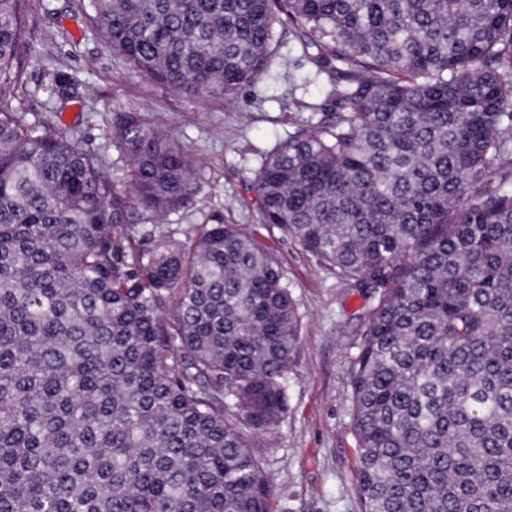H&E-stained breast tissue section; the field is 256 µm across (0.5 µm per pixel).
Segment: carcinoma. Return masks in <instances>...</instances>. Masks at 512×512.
I'll return each mask as SVG.
<instances>
[{
	"instance_id": "carcinoma-1",
	"label": "carcinoma",
	"mask_w": 512,
	"mask_h": 512,
	"mask_svg": "<svg viewBox=\"0 0 512 512\" xmlns=\"http://www.w3.org/2000/svg\"><path fill=\"white\" fill-rule=\"evenodd\" d=\"M112 50L230 98L293 30L334 112L265 155L268 233L365 288L352 367L362 512H512V0H88ZM21 0H0V102ZM99 156L0 106V512H272L258 434L300 315L276 255L212 213L139 112Z\"/></svg>"
}]
</instances>
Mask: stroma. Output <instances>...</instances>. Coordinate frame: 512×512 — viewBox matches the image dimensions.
Instances as JSON below:
<instances>
[{"label": "stroma", "mask_w": 512, "mask_h": 512, "mask_svg": "<svg viewBox=\"0 0 512 512\" xmlns=\"http://www.w3.org/2000/svg\"><path fill=\"white\" fill-rule=\"evenodd\" d=\"M23 11L25 36L16 59L20 83L5 98L6 107L37 116L78 147L98 153L117 180L123 179L126 162L105 138L112 113L148 116L197 159L201 186L158 223V231L176 233L220 212L277 255L299 305L301 332L286 376L288 410L258 436L274 488L273 512H361L351 373L369 300L298 242L269 236L246 191L261 158L308 117L307 111L289 108V100L326 103L331 82L311 78L290 29L280 24L282 45L258 84L232 100L180 96L114 53L87 16L84 0H23ZM60 79L74 89L75 101L62 103L55 94Z\"/></svg>", "instance_id": "obj_1"}]
</instances>
